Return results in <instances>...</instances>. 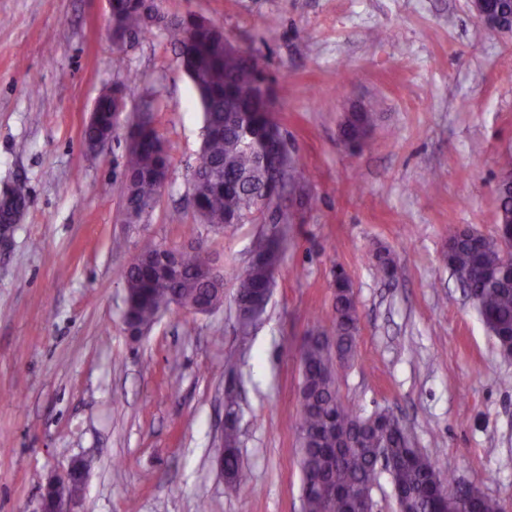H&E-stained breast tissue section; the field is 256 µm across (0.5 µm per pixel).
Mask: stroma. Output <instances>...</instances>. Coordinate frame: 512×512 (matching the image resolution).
<instances>
[{
	"label": "stroma",
	"mask_w": 512,
	"mask_h": 512,
	"mask_svg": "<svg viewBox=\"0 0 512 512\" xmlns=\"http://www.w3.org/2000/svg\"><path fill=\"white\" fill-rule=\"evenodd\" d=\"M195 11L265 56L300 179L286 185L284 258L250 335L237 276L269 227L198 232L224 265V304L124 322V272L146 242L181 246L201 109L163 30L117 51L107 0H0V187L29 201L0 246V512H38L46 479L92 462L77 512H303L295 448L301 339L329 315L337 271L360 317L336 371L342 402L393 413L413 447L512 503V360L443 261L451 235L493 237L495 185L512 155V35H488L466 0H156ZM123 56L124 70L113 61ZM133 75L126 110L150 107L172 179L152 212L122 220L126 129L101 151L81 130ZM376 110L364 144L339 139ZM184 221L169 223L173 209ZM395 261L394 280L374 256ZM238 395L243 479L216 457Z\"/></svg>",
	"instance_id": "35a3bbf8"
}]
</instances>
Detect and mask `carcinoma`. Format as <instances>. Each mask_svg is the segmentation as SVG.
<instances>
[{
  "instance_id": "1",
  "label": "carcinoma",
  "mask_w": 512,
  "mask_h": 512,
  "mask_svg": "<svg viewBox=\"0 0 512 512\" xmlns=\"http://www.w3.org/2000/svg\"><path fill=\"white\" fill-rule=\"evenodd\" d=\"M154 28L164 30L182 55L181 66L193 83L204 116V139L193 170L201 184L194 210L198 222L220 229L243 222L255 212L264 195L279 192V181L262 164L266 112L259 99V83L266 79L263 60L227 49L224 34L208 22L184 14L169 17L154 0H112L109 32L112 41L126 45ZM126 85L117 82L97 102L95 125L83 132L86 141L111 127ZM371 112H350L341 135L371 126ZM171 166L165 141L155 124L131 122L124 157L125 207L150 212L162 191L158 175ZM161 246L148 245L124 274V319L142 331L165 313L178 309L176 298L204 302L212 308L224 299V280H202L198 269L211 261V252L199 244L175 272L159 259ZM444 260L459 284L477 296L475 306L500 354L512 358V266L505 262L499 240L488 238L480 249L465 235L448 244ZM239 288L255 301L267 303L270 269L255 261L239 276ZM359 315L350 281L336 275L332 311L327 323L303 337L298 388V452L304 512H370L378 480L377 456L383 449L393 462L391 478L408 493L410 512H503L500 500L475 493L464 501L445 495L456 470L429 458L401 440L398 427L387 432L381 421L388 412L368 416L341 403L336 391L337 365L356 351ZM224 478L241 479L237 429V402L230 403L224 424ZM340 488L336 501H327L319 488L327 482Z\"/></svg>"
}]
</instances>
